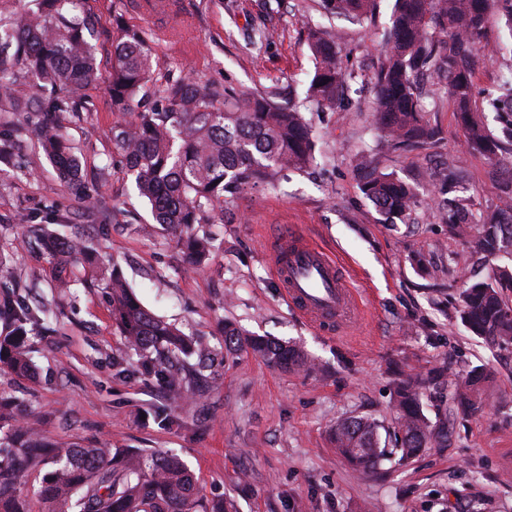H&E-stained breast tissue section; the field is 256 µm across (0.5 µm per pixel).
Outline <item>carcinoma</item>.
<instances>
[{
  "instance_id": "obj_1",
  "label": "carcinoma",
  "mask_w": 512,
  "mask_h": 512,
  "mask_svg": "<svg viewBox=\"0 0 512 512\" xmlns=\"http://www.w3.org/2000/svg\"><path fill=\"white\" fill-rule=\"evenodd\" d=\"M37 10L0 27V88L22 70L35 74L53 95L37 110L36 132L43 153L57 169L66 191L83 201L94 199L81 177V160L63 133L58 115L65 102L98 78L94 50L77 13L81 0H34ZM376 0H323L326 13L363 23L373 16ZM495 8L512 33V0H394L387 49L377 74L374 112L381 144L421 147L436 131L423 117L418 77L432 69L445 82L466 147L512 174V149L504 147L474 108L473 74L485 52V19ZM310 49L316 67L309 97L333 106L351 73L339 63L336 37L313 32ZM150 48L142 33L123 27L112 46L108 88L112 104L131 119L112 129L141 197L157 223L165 225L185 258L202 263L214 238L192 231L196 224L224 221L215 207L234 201L240 191L276 178L288 170L303 171L314 161L315 144L300 112L256 93L232 92L219 103L207 89L180 81L160 92L159 108H134L148 81ZM488 110L512 117V80L486 93ZM365 172L360 190L383 223H394L417 205L414 186L369 169L367 157L356 156ZM505 202L488 216L475 218L472 200L456 195L445 201L448 236L461 240L481 259L493 260L512 250V181L503 187ZM26 231L41 236L49 256L78 264L90 252L77 237L43 233L31 216ZM112 303V318L128 348L156 354L147 370L174 397L184 396V377L175 361L206 355L201 343L143 307L118 268L101 276ZM460 318L474 335L499 348L512 347V266L493 265L488 276L466 284L460 293ZM46 307L0 308L7 322L0 332V371L33 372L25 347L26 325ZM224 348H242L285 371L318 370L298 344L248 336L224 324ZM494 375L473 367L453 378L444 364L425 371H401L393 380L394 429L399 444L380 445V423L366 416L336 421V450L360 474L375 472L383 462L402 466L426 448L448 441V416L432 421L425 398L444 391L452 405L471 417L487 413ZM21 409L0 399V512H26L17 493L23 470L47 465L36 490L45 512H230L222 500L202 501L193 474L175 456L110 446L56 447L20 422Z\"/></svg>"
}]
</instances>
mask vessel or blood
Instances as JSON below:
<instances>
[{"mask_svg":"<svg viewBox=\"0 0 512 512\" xmlns=\"http://www.w3.org/2000/svg\"><path fill=\"white\" fill-rule=\"evenodd\" d=\"M129 8L153 20L181 16L179 0H130ZM271 262L285 300L311 326L332 332L361 319L362 308L346 275L304 233L293 230L275 241Z\"/></svg>","mask_w":512,"mask_h":512,"instance_id":"obj_1","label":"vessel or blood"}]
</instances>
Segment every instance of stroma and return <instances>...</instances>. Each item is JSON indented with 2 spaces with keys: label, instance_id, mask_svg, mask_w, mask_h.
I'll return each instance as SVG.
<instances>
[{
  "label": "stroma",
  "instance_id": "1",
  "mask_svg": "<svg viewBox=\"0 0 512 512\" xmlns=\"http://www.w3.org/2000/svg\"><path fill=\"white\" fill-rule=\"evenodd\" d=\"M181 2L191 21L187 45L173 36L177 23L137 17L127 0H82L98 79L69 99L60 121L84 158L95 208L64 192L25 115L0 106V129L15 130L18 143L13 160L0 159V256L8 260L0 302H48L54 311L47 326L28 331L35 375L1 372L0 397L21 402L25 425L58 446L175 454L193 472L199 497L231 501L236 512H512V348L489 346L461 323L460 290L487 268L449 237L436 204L451 161L463 169L457 190L484 213L500 206L505 174L466 152L454 108L434 77L421 101L434 142L395 150L381 144L372 104L392 0H379L361 25L327 15L322 0ZM122 25L141 31L150 46L152 88L192 78L219 98L232 90L271 96L300 110L316 145L309 172L284 173L225 205L223 223L211 227L218 239L198 267L153 225L112 140L120 116L108 76ZM317 29L335 32L340 64L353 74L330 107L308 97L315 70L308 42ZM361 152L378 171L417 187L420 204L410 216L378 222L354 169ZM33 215L58 217L55 232L117 262L145 307L214 350L193 397L173 399L145 374L112 320L105 288L91 285L82 267L49 258L21 225ZM295 226L343 263L366 297L356 326L324 333L283 298L267 249ZM62 278L69 286L61 292ZM228 321L256 336L300 343L320 371L287 372L246 350L225 352ZM442 361L452 373L477 365L494 370L488 414L449 417L447 446L406 465L386 464L369 475L352 470L334 448L331 426L355 415L390 425V363L425 370ZM158 408L169 424L155 419Z\"/></svg>",
  "mask_w": 512,
  "mask_h": 512
}]
</instances>
